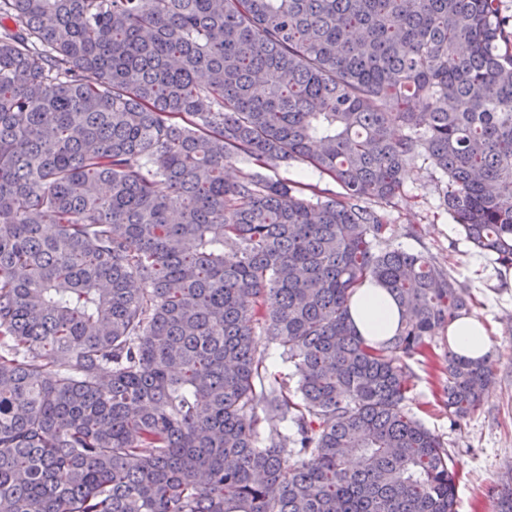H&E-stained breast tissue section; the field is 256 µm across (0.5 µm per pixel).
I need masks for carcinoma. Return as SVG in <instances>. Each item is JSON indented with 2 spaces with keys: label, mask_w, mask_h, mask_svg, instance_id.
<instances>
[{
  "label": "carcinoma",
  "mask_w": 512,
  "mask_h": 512,
  "mask_svg": "<svg viewBox=\"0 0 512 512\" xmlns=\"http://www.w3.org/2000/svg\"><path fill=\"white\" fill-rule=\"evenodd\" d=\"M419 158L511 268L503 0H0V512H455L404 360L472 302L367 205ZM445 360L465 418L489 359ZM237 169L244 172H258L263 177L272 181H281L288 184H298L304 187L317 189L329 188L337 193L342 192L341 188L326 174H321L306 163L289 161L288 164L281 163L274 168H263L253 163L237 164L232 170L233 174H239ZM349 315L357 333L366 339L392 336L400 324L397 304L377 285L366 284L354 294L349 305Z\"/></svg>",
  "instance_id": "cac0c4a2"
}]
</instances>
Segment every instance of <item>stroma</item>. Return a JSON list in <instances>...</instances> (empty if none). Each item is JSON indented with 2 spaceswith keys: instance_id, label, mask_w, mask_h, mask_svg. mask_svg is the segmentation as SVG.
Masks as SVG:
<instances>
[{
  "instance_id": "obj_1",
  "label": "stroma",
  "mask_w": 512,
  "mask_h": 512,
  "mask_svg": "<svg viewBox=\"0 0 512 512\" xmlns=\"http://www.w3.org/2000/svg\"><path fill=\"white\" fill-rule=\"evenodd\" d=\"M241 170L305 187L335 186L328 175L297 161L262 170L249 163ZM442 189L438 173L423 161L407 169L399 195L382 207L392 227L390 243L441 263L471 293L472 313L488 329L493 375L479 409L464 419L452 416L443 396L448 345L436 339L426 361L408 362L409 406L458 465L457 512H495L502 485L512 479V278L474 251L443 208Z\"/></svg>"
}]
</instances>
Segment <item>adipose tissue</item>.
I'll list each match as a JSON object with an SVG mask.
<instances>
[{"label": "adipose tissue", "instance_id": "1", "mask_svg": "<svg viewBox=\"0 0 512 512\" xmlns=\"http://www.w3.org/2000/svg\"><path fill=\"white\" fill-rule=\"evenodd\" d=\"M350 321L361 336L382 339L393 335L400 324L399 308L381 287L364 285L349 305ZM453 352L465 359L485 358L490 350L487 329L475 316L457 318L449 328Z\"/></svg>", "mask_w": 512, "mask_h": 512}]
</instances>
